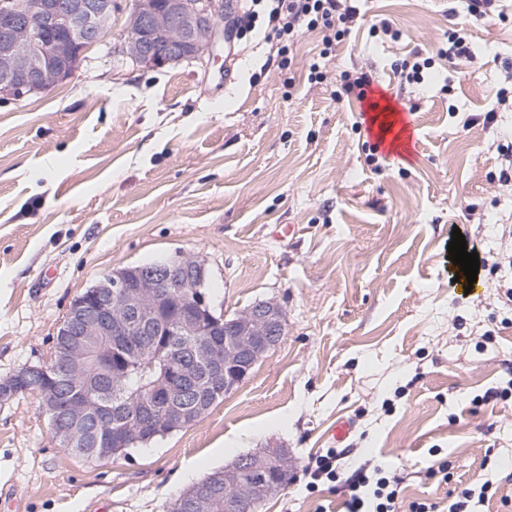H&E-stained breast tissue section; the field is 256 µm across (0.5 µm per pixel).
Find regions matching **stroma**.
<instances>
[{"label":"stroma","instance_id":"1","mask_svg":"<svg viewBox=\"0 0 512 512\" xmlns=\"http://www.w3.org/2000/svg\"><path fill=\"white\" fill-rule=\"evenodd\" d=\"M112 2L69 79L0 96V382L50 361L103 276L176 255L205 262L216 311L273 299L287 331L202 419L125 456L76 457L39 399L0 402V490L23 512H168L278 443L295 480L259 512H339L343 488L311 486L306 468L345 418L346 462L393 468L399 512H446L449 492L486 481L481 512H512V394L487 395L512 380V0L479 19L471 0H358L321 83L307 80L315 32L288 67L250 36L206 62L134 65L118 52L131 2ZM458 25L473 58L401 83L403 62ZM355 71L371 74L370 100L341 96ZM374 100L407 126L395 145L369 122ZM456 228L481 261L468 292L449 272Z\"/></svg>","mask_w":512,"mask_h":512}]
</instances>
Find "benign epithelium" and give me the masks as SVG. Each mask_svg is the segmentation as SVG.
<instances>
[{
    "instance_id": "benign-epithelium-1",
    "label": "benign epithelium",
    "mask_w": 512,
    "mask_h": 512,
    "mask_svg": "<svg viewBox=\"0 0 512 512\" xmlns=\"http://www.w3.org/2000/svg\"><path fill=\"white\" fill-rule=\"evenodd\" d=\"M226 11V0H133L123 53L145 67L202 60L213 54ZM34 16L40 22L37 28L31 26ZM111 21L112 0H17L0 13V95L20 99L68 78L74 71L72 59L100 43ZM56 29L67 30L72 38L47 41L46 32ZM204 270L197 258L179 255L116 272L74 300L54 341L55 366L67 376L86 363L88 351L101 340L108 343L112 357H100L96 364L114 377L123 373L116 361L130 351L142 359L161 357L166 369L147 397L132 394L118 404L121 422L115 425L107 421L103 405L86 393H73L64 409L57 392L41 394L55 442L63 448L90 443L80 420L95 413L101 417L94 429L95 444L103 448L128 447L145 426L156 434L191 425L216 401L195 390L191 375L197 364H203L210 382L227 394L280 343L286 330L281 304L257 302L229 321L218 318L202 291ZM165 323L172 335L191 345L158 346L154 335ZM221 333L222 340L217 338ZM36 369L45 367H23L0 386V395L18 394ZM294 468L295 459L286 448L241 455L182 491L174 512H239L243 502L257 512L261 503L285 490L276 475Z\"/></svg>"
}]
</instances>
